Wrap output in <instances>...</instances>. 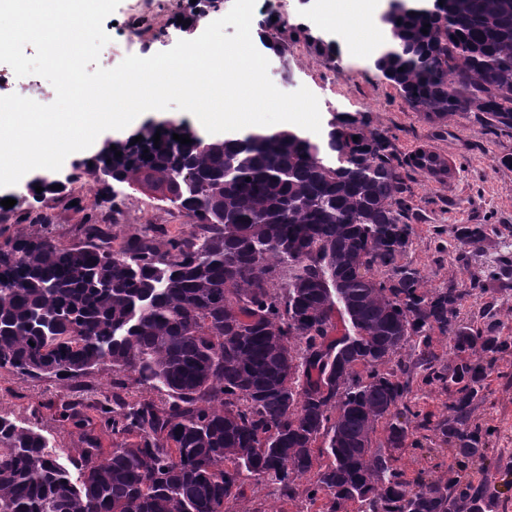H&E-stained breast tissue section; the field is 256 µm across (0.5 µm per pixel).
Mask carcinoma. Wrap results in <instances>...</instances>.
<instances>
[{"label":"carcinoma","mask_w":512,"mask_h":512,"mask_svg":"<svg viewBox=\"0 0 512 512\" xmlns=\"http://www.w3.org/2000/svg\"><path fill=\"white\" fill-rule=\"evenodd\" d=\"M258 29L286 56L285 22ZM385 36L394 48L375 69L411 109L512 130V0H411ZM334 120L318 138L260 131L174 153L186 127L146 126L85 173L99 184L106 165L114 181L166 189L198 232L114 251L85 224L69 247L37 233L0 250V369L59 382V417L80 429L65 465L44 454L37 425L0 414V512H230L249 479L284 503L320 500V512H494L489 489L411 482L399 457L372 448L379 426L397 450L433 430L454 450L448 469L485 460L492 432L472 412L512 342L490 312L475 329L459 320L480 278L432 291L404 262L414 212L403 170L434 176L440 157H403L354 115ZM458 238L475 249L485 225ZM418 369L448 393L436 421L404 402ZM102 371L112 392L88 402L86 378ZM139 386L155 396L132 398ZM88 410L112 447L86 429Z\"/></svg>","instance_id":"cac0c4a2"}]
</instances>
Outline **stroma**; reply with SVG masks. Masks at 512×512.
Listing matches in <instances>:
<instances>
[{
  "instance_id": "obj_1",
  "label": "stroma",
  "mask_w": 512,
  "mask_h": 512,
  "mask_svg": "<svg viewBox=\"0 0 512 512\" xmlns=\"http://www.w3.org/2000/svg\"><path fill=\"white\" fill-rule=\"evenodd\" d=\"M287 25L300 33L288 42L287 58L269 55L268 75L273 83L293 92L307 87L318 100L324 120L333 113L348 112L365 117L370 128L393 136L402 154L425 149L449 160L453 175L444 180L407 170L410 203L419 219L412 225V245L406 260L420 270L424 285L435 289L451 280L481 274L500 257L512 260V167L500 165L512 156V131H497L476 121L473 113L459 112L447 121L431 123L413 111L395 88L365 60L329 59L310 43V36L332 41L334 33L321 22V0H273ZM141 12L168 23L175 14L173 0H120L104 21L110 37L100 53L99 63L111 69L133 54L121 24L125 17ZM0 96L13 93L42 104L52 103L55 90L37 75L16 76L0 63ZM82 154L69 155L59 171L28 172L12 186L0 187V249H8L21 235L47 230L63 246L82 241L80 228L99 224L106 230L112 247L119 248L134 235L185 236L193 227L170 204L135 186H112L114 202H105L99 186L84 172ZM61 180L64 188L31 200L27 187L35 177ZM14 199L12 208L1 201ZM483 224L487 237L480 248L462 245L460 227ZM466 262H459V255ZM492 311L504 324L503 333L512 336V276L486 282L484 289L472 290L462 308L465 320L481 322ZM486 397L473 412V421L495 431L490 440L484 467L471 464L463 472L474 483L495 488L500 506L497 512H512V349L498 355L488 378ZM64 391L51 380L30 379L0 369V414L20 420H35L50 439L58 457H66L77 442V430L59 421L58 407ZM400 466L407 478L424 476L447 482V443L436 433H428L420 447L400 450Z\"/></svg>"
}]
</instances>
